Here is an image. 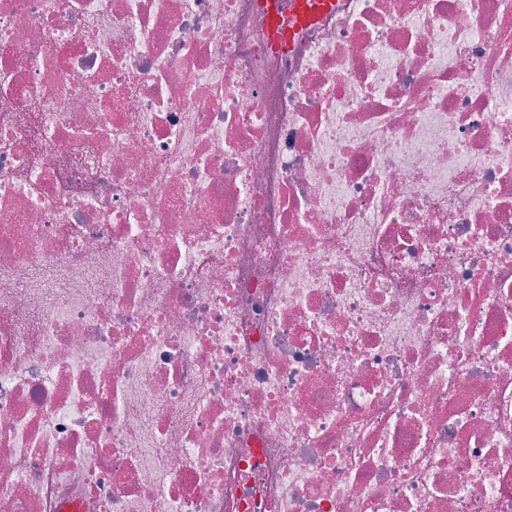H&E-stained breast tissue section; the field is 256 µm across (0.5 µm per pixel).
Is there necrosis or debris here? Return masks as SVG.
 <instances>
[{
  "instance_id": "obj_1",
  "label": "necrosis or debris",
  "mask_w": 512,
  "mask_h": 512,
  "mask_svg": "<svg viewBox=\"0 0 512 512\" xmlns=\"http://www.w3.org/2000/svg\"><path fill=\"white\" fill-rule=\"evenodd\" d=\"M512 512V0H0V512ZM335 5V0H263V6L275 30L274 45L284 48L292 37L294 27L318 21L332 11ZM284 12H288L294 27L283 24Z\"/></svg>"
}]
</instances>
